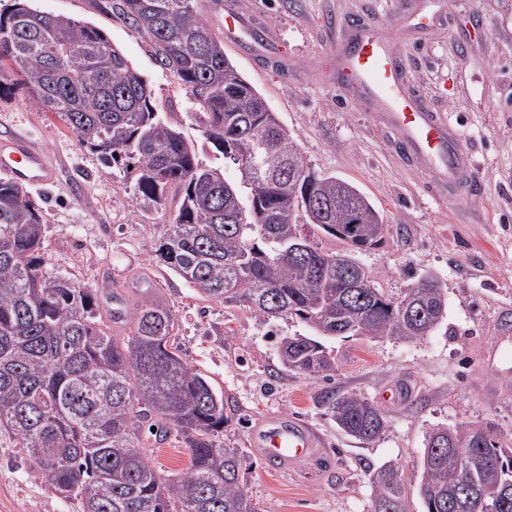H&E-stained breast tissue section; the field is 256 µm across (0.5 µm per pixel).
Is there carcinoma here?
<instances>
[{
    "label": "carcinoma",
    "instance_id": "carcinoma-1",
    "mask_svg": "<svg viewBox=\"0 0 512 512\" xmlns=\"http://www.w3.org/2000/svg\"><path fill=\"white\" fill-rule=\"evenodd\" d=\"M119 10L197 103L202 133L238 166L240 184L199 165L97 27L16 0L0 15V60L22 77L33 105L98 155L102 173L119 167L132 178L142 207L181 194L158 248L164 263L209 299L308 326L312 334L293 337L279 357L312 378L336 370L324 338L417 340L441 323L443 288L426 279L396 296L375 287L357 253L382 240L383 217L351 183L308 166L195 0H120ZM314 200L324 209L317 223L308 214ZM350 213L359 221L353 234ZM305 224L347 248L311 246ZM44 243L38 205L23 185L0 179V429L79 512H258L241 485L242 453L222 440L224 398L180 355L173 311L145 292L132 310L108 312L109 322L132 325V335H112L97 290L43 271ZM321 399L354 439L371 442L387 428L384 413L356 393ZM172 435L190 465L163 478L145 442ZM420 470L426 512H512V441L495 438L489 423L433 428ZM466 482L492 492L469 502ZM371 484L372 512H407L398 464L376 468Z\"/></svg>",
    "mask_w": 512,
    "mask_h": 512
}]
</instances>
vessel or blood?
Returning <instances> with one entry per match:
<instances>
[{
    "instance_id": "1",
    "label": "vessel or blood",
    "mask_w": 512,
    "mask_h": 512,
    "mask_svg": "<svg viewBox=\"0 0 512 512\" xmlns=\"http://www.w3.org/2000/svg\"><path fill=\"white\" fill-rule=\"evenodd\" d=\"M260 24L250 20L237 0L224 3V39L250 58L262 57ZM339 92H355L359 99L398 136L408 158L436 174L448 188V201L461 208L477 182L474 159L447 119L432 111L424 93L405 80L397 51L376 29L357 20L348 44L336 48ZM0 173L31 186L56 183L60 170L44 151L14 134L0 140ZM259 445L265 457L283 467L318 457L322 440L314 429L300 423H272Z\"/></svg>"
}]
</instances>
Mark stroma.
I'll use <instances>...</instances> for the list:
<instances>
[{
	"label": "stroma",
	"mask_w": 512,
	"mask_h": 512,
	"mask_svg": "<svg viewBox=\"0 0 512 512\" xmlns=\"http://www.w3.org/2000/svg\"><path fill=\"white\" fill-rule=\"evenodd\" d=\"M242 2L277 33L275 63L260 70L233 48L226 55L288 128L305 162L354 184L383 215L381 243L359 255L375 286L393 295L419 278H435L447 299L442 322L417 341L325 339L337 366L328 381L285 370L276 341L306 333V326L226 306L184 282L157 254L178 195L141 209L131 178L119 168L102 173L97 155L81 148L58 117L29 105L6 67L0 133L27 135L61 170L57 185L29 192L47 226L45 267L111 289L128 307L147 291L173 309L184 360L222 390L232 410L224 441L242 450L243 484L260 512H371V473L388 461L402 467L408 512H425L419 458L432 427L490 422L501 440L512 439V0H437L426 28L397 26L398 0ZM116 3L32 0L34 9L101 29L199 164L238 181L237 166L204 138L194 100ZM354 14L372 18L395 42L410 82L470 149L480 183L463 219L356 96L337 95L333 48L347 39ZM328 389L359 393L378 406L388 420L385 433L369 443L345 436L320 403ZM273 417L314 426L323 437L321 456L289 472L263 459L254 441ZM0 512H78L5 431Z\"/></svg>",
	"instance_id": "obj_1"
}]
</instances>
